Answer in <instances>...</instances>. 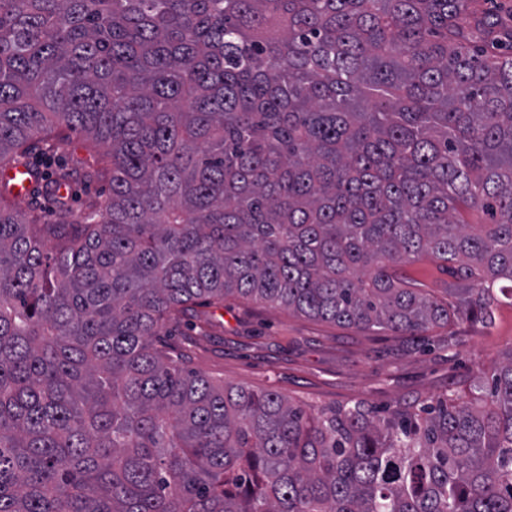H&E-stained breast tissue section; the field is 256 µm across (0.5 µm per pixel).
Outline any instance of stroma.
I'll list each match as a JSON object with an SVG mask.
<instances>
[{"mask_svg":"<svg viewBox=\"0 0 512 512\" xmlns=\"http://www.w3.org/2000/svg\"><path fill=\"white\" fill-rule=\"evenodd\" d=\"M102 148L79 134L37 152L48 169L77 170L70 205L81 214L109 192L103 179H85L101 165ZM206 324L188 336L159 337L175 346L188 368L215 380L274 390L308 410L365 402L379 409L449 397L465 400L479 374L490 375L512 348V295H497L487 321L459 320L426 336L362 331L309 319L250 299L225 298L207 308Z\"/></svg>","mask_w":512,"mask_h":512,"instance_id":"1","label":"stroma"}]
</instances>
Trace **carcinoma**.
I'll return each instance as SVG.
<instances>
[{"label":"carcinoma","instance_id":"cac0c4a2","mask_svg":"<svg viewBox=\"0 0 512 512\" xmlns=\"http://www.w3.org/2000/svg\"><path fill=\"white\" fill-rule=\"evenodd\" d=\"M472 0H0V171L83 133L112 190L0 196V512H512V348L470 401L312 414L158 348L227 296L364 331L512 283V25ZM443 262L442 300L397 266ZM19 174L21 176H19ZM16 182L14 209L27 215H49L55 207V197L47 194L43 188V182L28 196L37 178L27 174L22 168L13 172ZM26 197V198H18Z\"/></svg>","mask_w":512,"mask_h":512}]
</instances>
